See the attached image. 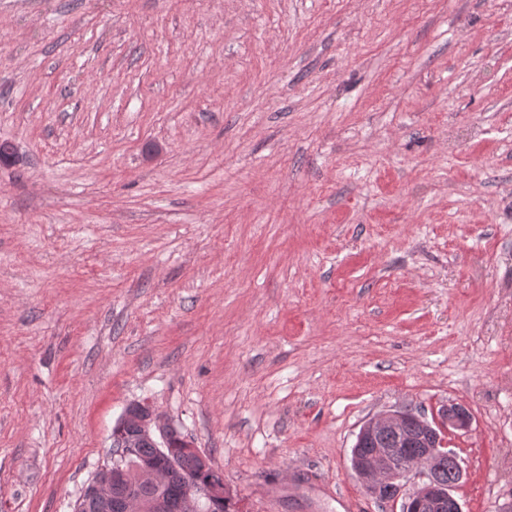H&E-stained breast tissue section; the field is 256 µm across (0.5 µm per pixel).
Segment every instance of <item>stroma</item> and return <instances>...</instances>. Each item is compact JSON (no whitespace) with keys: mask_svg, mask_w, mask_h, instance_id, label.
<instances>
[{"mask_svg":"<svg viewBox=\"0 0 512 512\" xmlns=\"http://www.w3.org/2000/svg\"><path fill=\"white\" fill-rule=\"evenodd\" d=\"M0 512H73L150 401L243 512H402L448 429L512 512V0H0ZM410 420L406 428V435H402L401 442L405 446L414 445L417 441L415 435L419 436L420 426L422 435L419 437L420 443L415 448H397V437L386 435L381 438L377 436L385 429L401 430L406 421ZM470 415L468 411L460 404L451 403L444 407L437 419L433 423L428 422L421 416H415L410 410H395L391 413L374 418L366 422L360 429L357 439L364 441L357 448L360 455L370 454L376 448L372 455L360 457L355 455L351 461V467L356 476L361 480L366 493L377 499L381 496H390L395 493L399 495L402 488L410 481L411 477L418 476L426 483L425 490L422 493L412 494L409 502L404 505V510H408V505L412 501H426L428 506L434 512H461V506L458 500L452 495L451 491L456 481L462 479L463 473L459 468L456 456L448 451L447 454L438 455L432 460V467L435 479L438 483L447 486V489H441L433 480L430 467L425 462L422 466L411 467L409 463L397 465L390 449L394 454L402 456L406 461L413 460L422 454V448L425 449L424 459L441 450H447L445 433L448 425L455 429L464 430L470 425ZM418 425H417V424ZM376 439L378 447L371 440Z\"/></svg>","mask_w":512,"mask_h":512,"instance_id":"35a3bbf8","label":"stroma"}]
</instances>
